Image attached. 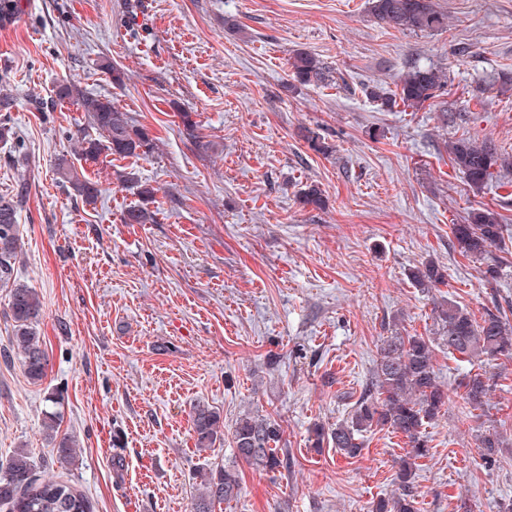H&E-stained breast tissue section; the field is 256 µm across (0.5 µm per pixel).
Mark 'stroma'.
I'll use <instances>...</instances> for the list:
<instances>
[{
	"mask_svg": "<svg viewBox=\"0 0 512 512\" xmlns=\"http://www.w3.org/2000/svg\"><path fill=\"white\" fill-rule=\"evenodd\" d=\"M20 3L0 27V93L13 99L0 122L17 134L0 143V193L28 187L14 275L40 295L49 365L40 382L24 374L0 287V460L27 449L92 512H190L199 473L216 465L241 476L223 512H370L396 489L404 438L365 433L349 458L315 451L309 428L346 420L383 337L438 336L436 302L512 320V239L493 249L488 281L451 234L482 207L512 224V169L475 189L448 153L461 137L512 153V0H435L448 26L431 32L378 22L369 0ZM299 50L329 67L330 84L286 88ZM415 66L449 76L438 105L369 97ZM63 83L111 97L154 141L147 157L85 164L99 189L91 204L54 171L59 157L77 160L90 129L74 101L54 100ZM130 171L156 188V223H122L139 201L122 180ZM312 184L324 209L302 202ZM426 261L448 272L428 293L409 277ZM478 367L436 352L448 403L426 429L418 512H499L512 499V360L485 367L494 389L471 411L459 383ZM56 392L59 433L76 444L67 467L43 428ZM203 405L227 436L247 413L277 420L288 473L236 461L229 439L196 448ZM488 434L503 441L491 463L477 448Z\"/></svg>",
	"mask_w": 512,
	"mask_h": 512,
	"instance_id": "stroma-1",
	"label": "stroma"
}]
</instances>
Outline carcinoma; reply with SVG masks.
Wrapping results in <instances>:
<instances>
[{
  "mask_svg": "<svg viewBox=\"0 0 512 512\" xmlns=\"http://www.w3.org/2000/svg\"><path fill=\"white\" fill-rule=\"evenodd\" d=\"M371 13L377 20L401 31H435L448 27V15L439 11L434 0H372ZM20 14L19 0H0V27L10 24ZM292 78L299 84L317 85L326 79V67L313 54L298 51L289 61ZM447 86L445 74L433 67H415L399 77L396 90L389 95L372 90L369 95L384 103L402 102L407 108L434 104ZM59 99L76 100L88 116L97 136L82 138L81 160L96 162L103 154L123 158H141L153 149L148 132L131 124L127 114L107 97L85 93L74 85L62 84L56 90ZM451 160L467 184L480 188L512 164L505 161L497 146L489 140L479 142L462 137L449 146ZM60 180L85 201L98 195L95 183L66 159L57 167ZM26 196L21 184L14 192L0 194V286L9 288V310L13 320L12 345L21 367L33 382L46 376L48 356L38 325L42 303L36 289L13 278L14 264L22 249L18 212ZM155 214L141 205L128 207L125 224H152ZM452 235L460 252L485 257L491 248L512 237V226L501 223L498 214L488 208L474 210L465 224H454ZM446 279L443 267L432 262L411 273L418 288H436ZM436 320L443 335H403L396 331L383 338L369 388L356 401L345 422L330 432L312 430L317 449L328 444L348 457L361 452L359 436L374 428H387L403 435L410 448L400 461L399 492L390 499H380L373 512H415L414 471L416 460L428 454L426 425L439 417L448 394L438 381L434 345L438 344L469 361L485 358L512 360V323L495 314L475 322L462 306L444 301L437 306ZM487 373H470L461 382L464 399L470 408L483 406L490 391ZM196 447L213 448L224 441V423L219 413L197 409L194 419ZM280 424L269 416L245 415L235 424L232 438L236 457L262 468L267 473H282L290 468L288 454L279 451ZM503 442L498 435L479 439L481 457L496 456ZM240 493V476L229 467L205 472L201 488L194 495L191 512H214L215 505L229 503ZM0 512H91L87 498L72 485L59 479L37 476L29 453L17 450L8 460L0 461Z\"/></svg>",
  "mask_w": 512,
  "mask_h": 512,
  "instance_id": "1",
  "label": "carcinoma"
}]
</instances>
